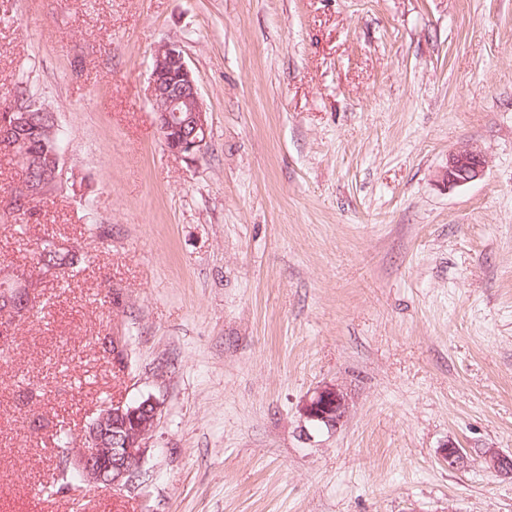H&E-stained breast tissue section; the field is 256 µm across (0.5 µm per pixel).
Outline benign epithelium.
<instances>
[{
    "label": "benign epithelium",
    "mask_w": 512,
    "mask_h": 512,
    "mask_svg": "<svg viewBox=\"0 0 512 512\" xmlns=\"http://www.w3.org/2000/svg\"><path fill=\"white\" fill-rule=\"evenodd\" d=\"M149 94L155 110V121L165 147L173 154L194 157L203 150L210 137V127L203 107L198 81L194 76L180 45L165 43L152 58L149 77ZM31 105L16 104L7 114V129L0 132V154L13 156L18 142L14 134L26 133L31 126ZM486 161L476 149L448 153V162L442 170L443 180L450 187L463 186L480 179ZM40 168L44 175L35 183L28 173L19 181V194L8 204L14 206L29 201L60 182L64 175V157L57 150L25 161V168ZM8 280L20 286L9 292L7 285L0 286V300L11 307L16 297L23 296L21 314L31 307V294L22 293L30 288L27 275L17 271H0V281ZM348 409L343 391L334 385H325L305 399L300 412L308 421L332 428L340 425ZM160 403L149 396L127 403L115 401L103 406L88 423L78 445L67 453L65 465L81 477V484L73 487L76 492L84 486L112 490L133 491L145 483V465L150 451V439L155 431ZM485 462L496 472L512 475V456L495 449L485 452Z\"/></svg>",
    "instance_id": "benign-epithelium-1"
}]
</instances>
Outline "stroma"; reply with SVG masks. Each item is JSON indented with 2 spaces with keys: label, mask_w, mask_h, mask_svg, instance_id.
<instances>
[{
  "label": "stroma",
  "mask_w": 512,
  "mask_h": 512,
  "mask_svg": "<svg viewBox=\"0 0 512 512\" xmlns=\"http://www.w3.org/2000/svg\"><path fill=\"white\" fill-rule=\"evenodd\" d=\"M166 42L211 128L191 159L148 97ZM19 84L65 174L0 218L37 301L0 312V512H512L483 457L512 454V0H0ZM470 146L484 175L448 187ZM48 233L85 269L41 275ZM324 385L335 428L300 413ZM148 396L141 489L60 491L56 435ZM348 409V400L343 391L333 385H325L305 399L301 415L317 425L332 428L343 421Z\"/></svg>",
  "instance_id": "1"
}]
</instances>
